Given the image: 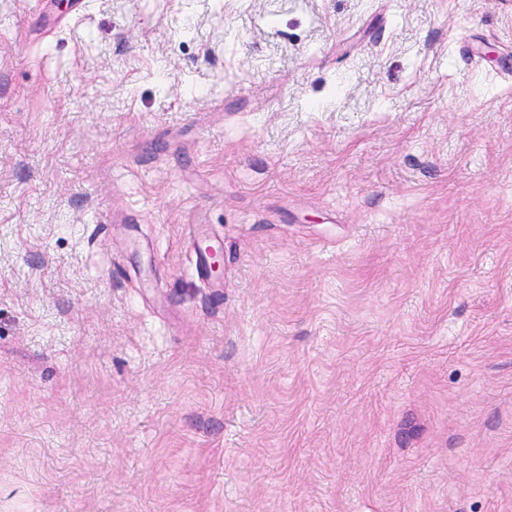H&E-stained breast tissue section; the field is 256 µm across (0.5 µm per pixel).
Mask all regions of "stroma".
<instances>
[{
	"label": "stroma",
	"mask_w": 512,
	"mask_h": 512,
	"mask_svg": "<svg viewBox=\"0 0 512 512\" xmlns=\"http://www.w3.org/2000/svg\"><path fill=\"white\" fill-rule=\"evenodd\" d=\"M0 512H512V0H0Z\"/></svg>",
	"instance_id": "obj_1"
}]
</instances>
